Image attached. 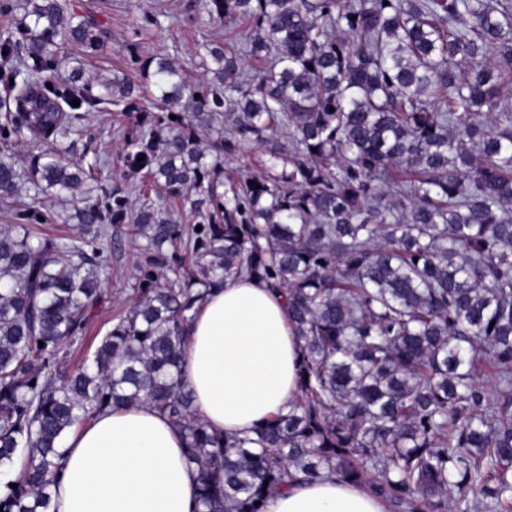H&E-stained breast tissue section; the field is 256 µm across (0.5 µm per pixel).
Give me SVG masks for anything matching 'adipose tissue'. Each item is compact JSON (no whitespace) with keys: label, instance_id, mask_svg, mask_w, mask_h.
Segmentation results:
<instances>
[{"label":"adipose tissue","instance_id":"1","mask_svg":"<svg viewBox=\"0 0 512 512\" xmlns=\"http://www.w3.org/2000/svg\"><path fill=\"white\" fill-rule=\"evenodd\" d=\"M300 343L280 294L256 279L211 290L188 326L182 380L197 415L224 436L252 433L298 392ZM198 472L179 430L148 405L100 415L67 435L51 512H196ZM265 512H386L335 476L295 481Z\"/></svg>","mask_w":512,"mask_h":512}]
</instances>
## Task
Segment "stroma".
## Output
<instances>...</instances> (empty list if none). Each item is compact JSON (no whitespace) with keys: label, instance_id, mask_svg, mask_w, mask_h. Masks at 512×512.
Listing matches in <instances>:
<instances>
[{"label":"stroma","instance_id":"35a3bbf8","mask_svg":"<svg viewBox=\"0 0 512 512\" xmlns=\"http://www.w3.org/2000/svg\"><path fill=\"white\" fill-rule=\"evenodd\" d=\"M76 5L93 11L102 25L98 51L85 63L87 74L104 73L108 76L138 79L131 64L127 44L138 39L141 55L162 54L175 62L188 83H198L202 71L198 66L196 48L199 42L213 33L223 38L240 40L246 35L247 25L239 21L228 25L211 24L203 11L201 0H74ZM163 9L160 27L150 29L141 37H134L130 24L133 15L145 10ZM140 242L125 238L121 254L112 260V274L103 282L105 303L96 312L88 331L75 342L63 359V371L90 363L101 338L111 329L112 318L131 306L135 291V266L140 259Z\"/></svg>","mask_w":512,"mask_h":512}]
</instances>
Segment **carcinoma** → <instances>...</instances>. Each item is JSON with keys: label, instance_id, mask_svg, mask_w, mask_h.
Segmentation results:
<instances>
[{"label": "carcinoma", "instance_id": "cac0c4a2", "mask_svg": "<svg viewBox=\"0 0 512 512\" xmlns=\"http://www.w3.org/2000/svg\"><path fill=\"white\" fill-rule=\"evenodd\" d=\"M204 9L248 30L199 43L190 86L164 56L133 54L137 82L66 71V51L99 48L98 20L0 0V469L22 462L0 512H49L70 429L142 401L185 438L199 512H264L293 474L326 472L393 512H512V0ZM159 25L144 11L132 30ZM249 59L269 66L247 75ZM93 112L130 120L112 173ZM252 154L261 173L238 178L228 164ZM68 198L76 234L31 229ZM126 229L145 242L134 303L63 376ZM242 275L285 297L301 388L229 439L195 413L181 364L205 293Z\"/></svg>", "mask_w": 512, "mask_h": 512}]
</instances>
